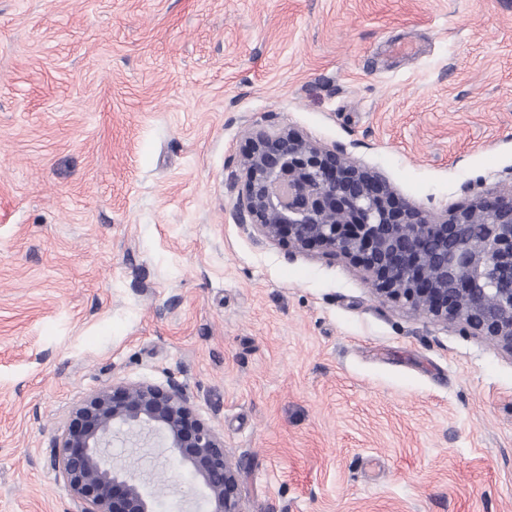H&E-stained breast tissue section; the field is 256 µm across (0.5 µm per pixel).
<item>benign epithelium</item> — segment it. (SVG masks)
Returning a JSON list of instances; mask_svg holds the SVG:
<instances>
[{"label": "benign epithelium", "instance_id": "benign-epithelium-1", "mask_svg": "<svg viewBox=\"0 0 512 512\" xmlns=\"http://www.w3.org/2000/svg\"><path fill=\"white\" fill-rule=\"evenodd\" d=\"M251 142L237 223L288 242L294 254L317 246L332 259L354 258L377 294L458 322L512 354V190L435 215L396 200L384 178L344 150L292 129H255ZM475 224L481 238L473 245ZM155 438L202 489L204 512H246L241 466L229 462L224 438L196 416L174 380L102 387L73 408L53 440V464L79 512H155L154 495L111 452L117 441Z\"/></svg>", "mask_w": 512, "mask_h": 512}]
</instances>
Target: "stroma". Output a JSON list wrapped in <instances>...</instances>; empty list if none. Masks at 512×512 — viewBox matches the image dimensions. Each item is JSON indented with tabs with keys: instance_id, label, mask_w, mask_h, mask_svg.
I'll list each match as a JSON object with an SVG mask.
<instances>
[{
	"instance_id": "35a3bbf8",
	"label": "stroma",
	"mask_w": 512,
	"mask_h": 512,
	"mask_svg": "<svg viewBox=\"0 0 512 512\" xmlns=\"http://www.w3.org/2000/svg\"><path fill=\"white\" fill-rule=\"evenodd\" d=\"M270 126L430 213L511 190L512 0H0V512H76L73 407L171 379L246 512H512V355L237 224Z\"/></svg>"
}]
</instances>
